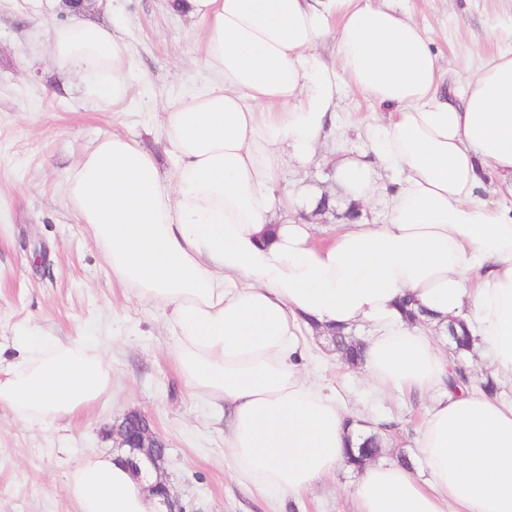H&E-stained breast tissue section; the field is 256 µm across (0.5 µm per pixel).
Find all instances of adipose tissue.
Here are the masks:
<instances>
[{"label": "adipose tissue", "instance_id": "adipose-tissue-1", "mask_svg": "<svg viewBox=\"0 0 512 512\" xmlns=\"http://www.w3.org/2000/svg\"><path fill=\"white\" fill-rule=\"evenodd\" d=\"M204 21L216 83L169 105L173 178L139 144L110 135L67 177L68 197L118 281L163 312L192 394L231 408L226 461L264 497L313 490L344 463L356 424L298 367L301 326L368 325L363 367L388 394L440 390L419 427L421 475L395 461L361 470L357 512H512V399L445 389L454 370L401 310L463 321L512 380V52L444 91L426 30L388 0H186ZM336 44L327 63L317 48ZM69 70L98 74L104 106L134 62L111 29L74 15L50 36ZM355 92L388 109L370 152L336 156L345 199H383L384 224L340 225L324 243L292 215L271 224L286 161L306 163ZM503 203L476 197L482 171ZM397 172L392 189L380 182ZM0 368V406L26 423L75 415L112 391V367L82 339L30 331ZM78 512H159L124 456L68 475Z\"/></svg>", "mask_w": 512, "mask_h": 512}]
</instances>
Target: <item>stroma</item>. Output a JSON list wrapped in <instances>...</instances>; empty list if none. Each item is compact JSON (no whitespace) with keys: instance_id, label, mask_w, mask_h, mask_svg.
Instances as JSON below:
<instances>
[{"instance_id":"35a3bbf8","label":"stroma","mask_w":512,"mask_h":512,"mask_svg":"<svg viewBox=\"0 0 512 512\" xmlns=\"http://www.w3.org/2000/svg\"><path fill=\"white\" fill-rule=\"evenodd\" d=\"M173 0H89L86 18L112 25L137 76L126 99L104 108L81 75L48 53L53 27L71 16L65 0H0V361H16L33 328L84 336L112 365V391L94 406L47 425L17 420L0 407V512H76L67 476L87 457L112 453L106 431L143 414L165 442L161 476L182 512H356L354 475L339 468L310 493L284 502L246 489L224 462L228 413L192 395L178 373L163 320L116 280L102 250L69 202L65 179L101 139L121 133L154 155L164 176L173 159L165 110L210 86L203 20ZM430 35L442 70L466 79L479 61L512 51V0H393ZM378 106L352 95L338 129L308 163H289L275 187L307 223H343V208L307 207L308 196H335L337 148L368 151ZM301 367L343 403L352 419L381 424L383 458L417 459V428L431 395L388 398L362 368L342 362L321 334L307 332Z\"/></svg>"}]
</instances>
